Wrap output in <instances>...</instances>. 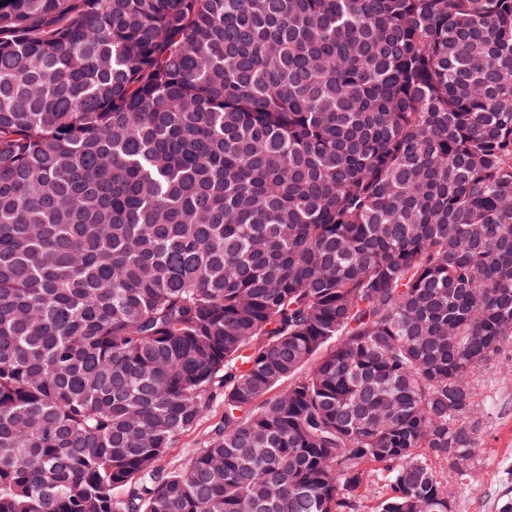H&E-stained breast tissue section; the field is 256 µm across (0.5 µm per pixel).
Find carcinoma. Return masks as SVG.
Wrapping results in <instances>:
<instances>
[{
  "label": "carcinoma",
  "instance_id": "obj_1",
  "mask_svg": "<svg viewBox=\"0 0 512 512\" xmlns=\"http://www.w3.org/2000/svg\"><path fill=\"white\" fill-rule=\"evenodd\" d=\"M506 345L512 0H0V512H452ZM224 414V396L222 393H213L210 396L209 408L198 425L192 430L179 436L169 455L162 461L163 465L172 466L186 461L203 447L205 436L218 423Z\"/></svg>",
  "mask_w": 512,
  "mask_h": 512
}]
</instances>
